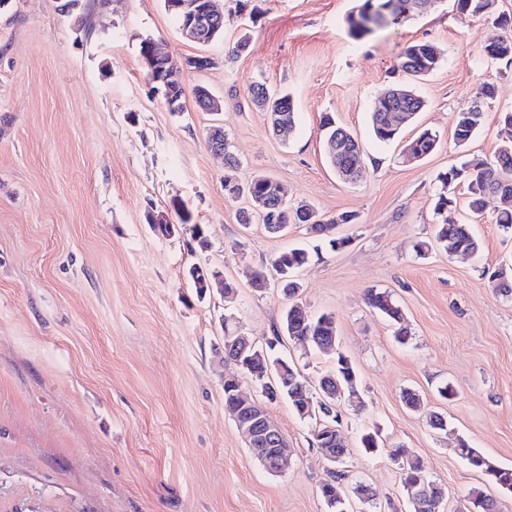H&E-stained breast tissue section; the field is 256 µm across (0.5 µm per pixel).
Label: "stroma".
Returning <instances> with one entry per match:
<instances>
[{
	"instance_id": "stroma-1",
	"label": "stroma",
	"mask_w": 512,
	"mask_h": 512,
	"mask_svg": "<svg viewBox=\"0 0 512 512\" xmlns=\"http://www.w3.org/2000/svg\"><path fill=\"white\" fill-rule=\"evenodd\" d=\"M361 0H224V35L202 45L182 37L164 0H9L0 8V512H327L318 488L326 461L310 442L312 424L285 400L269 404L288 437L287 468L264 469L224 409V330L256 344L273 338L284 300L253 288L250 273L285 248H314L304 225L273 238L242 227L246 197L224 191L225 176L280 181L292 202L340 225L347 245L322 249L298 273L307 312L332 313L341 347L359 376L365 409L344 410L353 450L345 468L373 493L368 512L404 505L394 453L420 458L444 484V512L487 479L454 453L464 437L494 464L512 468V296L491 271L512 267V235L466 207L455 184V215L470 224L478 254L434 245L440 173L493 158L501 115L512 110V70L483 55L500 31L460 14L454 0L420 17L353 38L347 15ZM249 45L232 49L241 36ZM152 39L183 69V110L169 111L140 57ZM442 54L418 82L427 107L398 139L373 136L369 114L403 75L394 65L416 41ZM207 56L195 70L187 59ZM496 95L478 100L483 81ZM290 95L298 121L270 132L248 94L252 82ZM223 102L201 111L196 87ZM478 105L477 135L454 139L457 112ZM349 129L365 151L357 183L328 163L324 115ZM221 123L240 159L228 170L208 145ZM439 137L425 159L405 162L402 146L422 130ZM206 229L155 234L147 213L178 225L181 212ZM425 242L429 250L418 254ZM220 270L236 286L197 297L190 266ZM390 291L410 336L368 307V289ZM278 351L309 382L332 358L285 340ZM456 390L443 400L444 384ZM417 389L425 409L448 418L447 432L404 405ZM379 427L377 454L356 450L361 429Z\"/></svg>"
}]
</instances>
